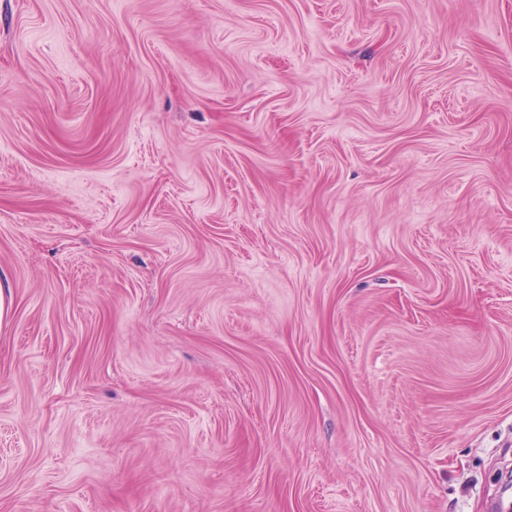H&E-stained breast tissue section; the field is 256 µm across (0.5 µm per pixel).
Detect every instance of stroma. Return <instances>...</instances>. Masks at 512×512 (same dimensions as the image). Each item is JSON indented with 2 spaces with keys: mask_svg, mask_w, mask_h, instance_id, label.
<instances>
[{
  "mask_svg": "<svg viewBox=\"0 0 512 512\" xmlns=\"http://www.w3.org/2000/svg\"><path fill=\"white\" fill-rule=\"evenodd\" d=\"M512 0H0V512H507Z\"/></svg>",
  "mask_w": 512,
  "mask_h": 512,
  "instance_id": "obj_1",
  "label": "stroma"
}]
</instances>
